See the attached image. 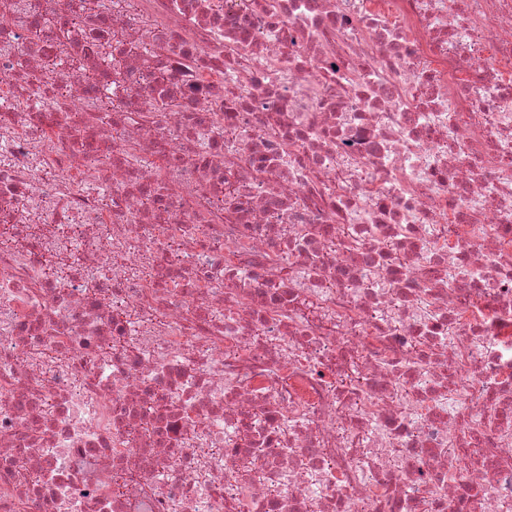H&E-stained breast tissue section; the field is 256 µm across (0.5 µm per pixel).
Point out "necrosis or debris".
Masks as SVG:
<instances>
[{"mask_svg":"<svg viewBox=\"0 0 512 512\" xmlns=\"http://www.w3.org/2000/svg\"><path fill=\"white\" fill-rule=\"evenodd\" d=\"M0 223V512H512V0H0Z\"/></svg>","mask_w":512,"mask_h":512,"instance_id":"obj_1","label":"necrosis or debris"}]
</instances>
